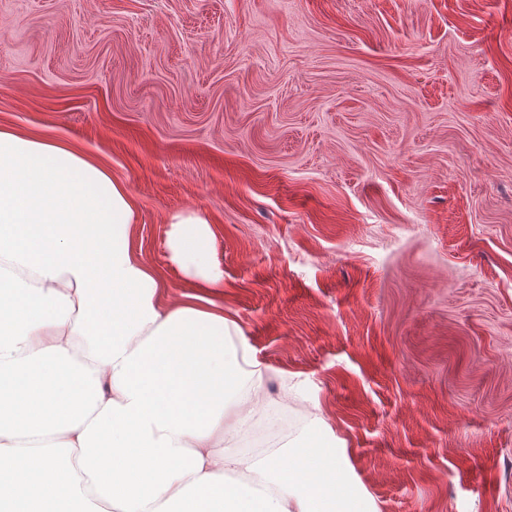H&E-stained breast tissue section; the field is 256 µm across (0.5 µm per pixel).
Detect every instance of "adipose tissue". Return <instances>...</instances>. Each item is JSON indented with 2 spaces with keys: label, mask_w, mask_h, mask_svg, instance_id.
<instances>
[{
  "label": "adipose tissue",
  "mask_w": 512,
  "mask_h": 512,
  "mask_svg": "<svg viewBox=\"0 0 512 512\" xmlns=\"http://www.w3.org/2000/svg\"><path fill=\"white\" fill-rule=\"evenodd\" d=\"M137 221L107 168L0 128V512H378L307 382L304 431L231 449L288 376L225 315L207 215L166 217L170 303Z\"/></svg>",
  "instance_id": "obj_1"
}]
</instances>
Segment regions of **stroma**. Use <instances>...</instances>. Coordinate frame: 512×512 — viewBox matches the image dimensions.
<instances>
[{
    "label": "stroma",
    "mask_w": 512,
    "mask_h": 512,
    "mask_svg": "<svg viewBox=\"0 0 512 512\" xmlns=\"http://www.w3.org/2000/svg\"><path fill=\"white\" fill-rule=\"evenodd\" d=\"M0 127L126 183L169 300L166 216L207 212L379 512H512V0H0Z\"/></svg>",
    "instance_id": "1"
}]
</instances>
